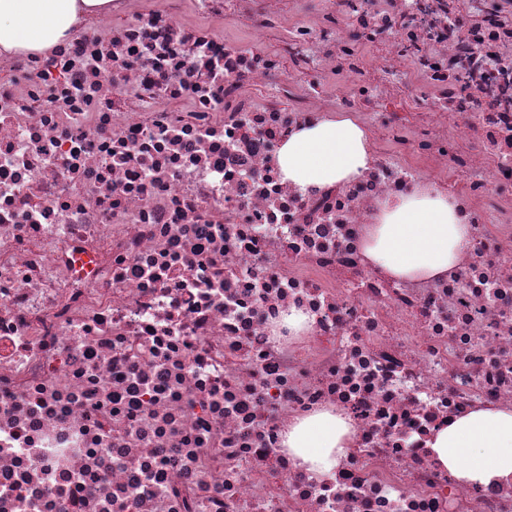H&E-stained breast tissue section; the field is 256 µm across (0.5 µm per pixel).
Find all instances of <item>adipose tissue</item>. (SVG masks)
Here are the masks:
<instances>
[{
  "label": "adipose tissue",
  "mask_w": 512,
  "mask_h": 512,
  "mask_svg": "<svg viewBox=\"0 0 512 512\" xmlns=\"http://www.w3.org/2000/svg\"><path fill=\"white\" fill-rule=\"evenodd\" d=\"M111 9L112 0H0V57L48 53L79 24ZM369 159L368 135L347 113L299 128L279 150L284 178L303 188L349 181ZM467 233L448 198L417 192L385 203L366 254L393 276L434 278L455 265ZM349 431L343 416L322 412L290 426L285 445L324 475L349 447ZM432 448L458 480L486 485L512 478V409L471 412L439 428Z\"/></svg>",
  "instance_id": "adipose-tissue-1"
}]
</instances>
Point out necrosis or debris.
Returning a JSON list of instances; mask_svg holds the SVG:
<instances>
[{
  "instance_id": "obj_1",
  "label": "necrosis or debris",
  "mask_w": 512,
  "mask_h": 512,
  "mask_svg": "<svg viewBox=\"0 0 512 512\" xmlns=\"http://www.w3.org/2000/svg\"><path fill=\"white\" fill-rule=\"evenodd\" d=\"M331 111L371 160L300 188L278 150ZM420 190L468 236L400 279L365 241ZM497 408L512 0H113L0 59V512H512L431 447ZM320 411L353 431L322 476L282 445Z\"/></svg>"
}]
</instances>
